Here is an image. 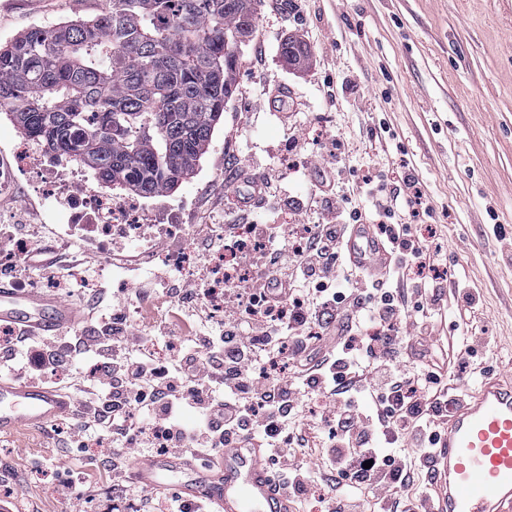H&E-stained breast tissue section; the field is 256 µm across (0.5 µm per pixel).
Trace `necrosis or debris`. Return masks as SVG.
Returning <instances> with one entry per match:
<instances>
[{
	"label": "necrosis or debris",
	"mask_w": 512,
	"mask_h": 512,
	"mask_svg": "<svg viewBox=\"0 0 512 512\" xmlns=\"http://www.w3.org/2000/svg\"><path fill=\"white\" fill-rule=\"evenodd\" d=\"M12 177L35 174V188L50 223L65 234L87 241L100 254L128 244L149 253L161 237L189 239L179 206L165 200L117 196L91 186L88 172L76 157L46 156L31 140L14 149Z\"/></svg>",
	"instance_id": "necrosis-or-debris-1"
}]
</instances>
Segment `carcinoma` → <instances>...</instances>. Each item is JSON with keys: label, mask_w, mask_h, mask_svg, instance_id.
Masks as SVG:
<instances>
[{"label": "carcinoma", "mask_w": 512, "mask_h": 512, "mask_svg": "<svg viewBox=\"0 0 512 512\" xmlns=\"http://www.w3.org/2000/svg\"><path fill=\"white\" fill-rule=\"evenodd\" d=\"M257 0H110L93 20L36 26L0 45V105L48 153L112 189L176 188L236 92L235 37Z\"/></svg>", "instance_id": "obj_1"}]
</instances>
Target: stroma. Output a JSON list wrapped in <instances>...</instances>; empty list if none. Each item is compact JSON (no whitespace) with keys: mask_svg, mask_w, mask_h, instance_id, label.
I'll return each mask as SVG.
<instances>
[{"mask_svg":"<svg viewBox=\"0 0 512 512\" xmlns=\"http://www.w3.org/2000/svg\"><path fill=\"white\" fill-rule=\"evenodd\" d=\"M108 0H0V43L33 26L91 20ZM307 48L286 63L282 43ZM237 91L195 172L167 201H193L187 223L208 224L224 207L225 166L261 172L284 148L286 132L265 112L267 88L287 84L288 122L307 151L320 155L339 139L338 193L371 212L364 178L395 189L402 175L419 181L431 213L419 234L441 245L455 275L436 337L458 329L491 336V357L512 370V0H261L255 31L239 49ZM46 216L26 181L0 195V223ZM465 281L480 306L458 305ZM108 448L66 450L52 429L0 439V460L15 474L16 494L0 512H61L56 473L73 471L91 512H108Z\"/></svg>","mask_w":512,"mask_h":512,"instance_id":"35a3bbf8","label":"stroma"}]
</instances>
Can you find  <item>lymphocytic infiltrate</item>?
<instances>
[{
	"instance_id": "f902f5d3",
	"label": "lymphocytic infiltrate",
	"mask_w": 512,
	"mask_h": 512,
	"mask_svg": "<svg viewBox=\"0 0 512 512\" xmlns=\"http://www.w3.org/2000/svg\"><path fill=\"white\" fill-rule=\"evenodd\" d=\"M335 148L309 160L299 135L270 157L258 176V210L239 206L206 231L199 264L205 272L141 275L137 301L170 295L180 316L198 328L182 338L164 319L141 329L125 309L105 305L93 333L30 336L6 327L0 376L52 382L59 369L96 373L79 406L71 441L112 446V484L129 482L131 455L195 452L208 464L225 445L258 441L267 451L277 487L295 502L318 499L321 512H433L434 500L415 488L439 443L460 388L449 373L428 365L433 324L444 307L448 270L440 250L413 231L412 218L429 213L417 181L401 178L397 200L377 186L372 232L391 254L378 272L352 262L348 252L359 210L336 192ZM309 174L305 201L288 194V170ZM316 208L314 224L279 223L283 206ZM248 225L265 242L243 253L242 274H218L212 259ZM28 246L0 267V278L23 288L48 278L54 287L101 293L93 264L68 245L46 256L37 237L18 224L0 225V247ZM224 279V318L209 309L216 277ZM179 343L180 354L156 361L150 345ZM327 433L320 447L328 468L301 462L316 423Z\"/></svg>"
}]
</instances>
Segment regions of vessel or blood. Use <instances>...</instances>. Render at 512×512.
<instances>
[{
  "instance_id": "vessel-or-blood-1",
  "label": "vessel or blood",
  "mask_w": 512,
  "mask_h": 512,
  "mask_svg": "<svg viewBox=\"0 0 512 512\" xmlns=\"http://www.w3.org/2000/svg\"><path fill=\"white\" fill-rule=\"evenodd\" d=\"M22 324L29 333L58 332L77 323L60 298L0 282V322ZM74 399L33 383L0 378V436L44 427L71 417ZM437 512H512V373L487 374L448 420L435 458ZM141 485L207 499L211 512H296L278 494L259 446L229 445L218 463L197 466L189 458L138 461L131 473Z\"/></svg>"
}]
</instances>
